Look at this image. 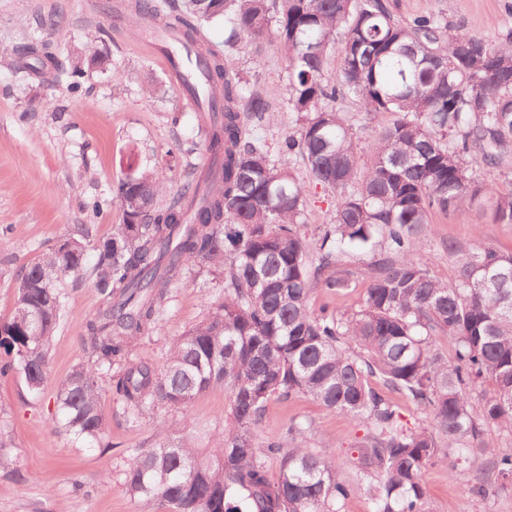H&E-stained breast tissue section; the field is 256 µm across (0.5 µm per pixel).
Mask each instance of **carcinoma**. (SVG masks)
Listing matches in <instances>:
<instances>
[{
  "label": "carcinoma",
  "mask_w": 512,
  "mask_h": 512,
  "mask_svg": "<svg viewBox=\"0 0 512 512\" xmlns=\"http://www.w3.org/2000/svg\"><path fill=\"white\" fill-rule=\"evenodd\" d=\"M133 22L160 27L174 41L173 64L209 111L207 173L178 200L155 207L166 182L150 170L112 187L133 199L123 223L90 243L77 226L16 279L14 310L0 326V375L21 373L28 388L48 379L49 350L62 316L66 280L93 279L102 306L83 323L88 354L55 389L74 434L102 441L108 419L99 404L108 379L119 414L136 427L167 407L189 414L214 387L230 394L224 428L204 452L191 425L148 448H134L124 474L141 512H341L364 491L373 512H434L426 470L453 457L449 476L468 477L495 449L493 427L512 428V254L480 244H448L454 284L434 279L417 258L428 215L476 209L512 224L507 190L473 175L472 154L490 164L512 154V30L498 40L429 17L397 20L385 0H134ZM224 23V50L201 36L203 21ZM273 40L288 60V111L297 133L271 155L250 122L270 101L243 80L230 54L259 52ZM34 73L78 87L51 42L33 35L15 50ZM340 58L335 78L330 55ZM351 98L367 114L389 116L364 146L336 103ZM367 156L359 166L361 155ZM300 158L312 181L336 192L333 224L317 263L301 231L304 188L291 165ZM385 241L372 264L362 308L339 317L311 309L321 287H348L338 269L351 245ZM95 261L87 265L88 250ZM224 273L207 317L174 341L163 368L132 362V346L158 322L178 288L203 268ZM455 343L453 360L432 337ZM429 413L409 428L372 378ZM489 381L479 405L469 387ZM303 395L366 428L356 472L335 468V448L316 452L286 438L261 443L256 428L274 396ZM279 462L270 481L267 462ZM494 489L512 493V453L496 458Z\"/></svg>",
  "instance_id": "cac0c4a2"
}]
</instances>
